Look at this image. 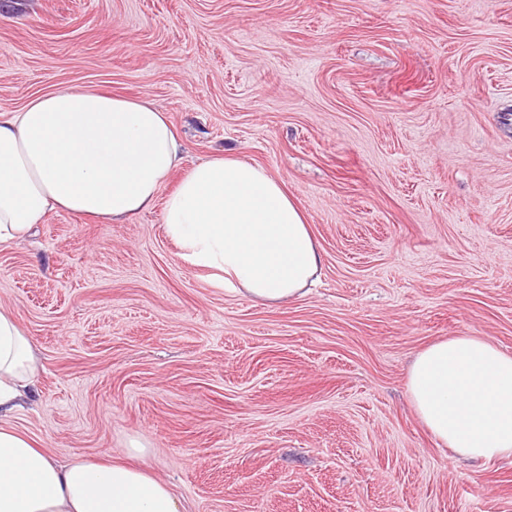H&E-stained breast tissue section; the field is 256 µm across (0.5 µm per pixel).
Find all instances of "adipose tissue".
<instances>
[{"label": "adipose tissue", "mask_w": 512, "mask_h": 512, "mask_svg": "<svg viewBox=\"0 0 512 512\" xmlns=\"http://www.w3.org/2000/svg\"><path fill=\"white\" fill-rule=\"evenodd\" d=\"M177 170L178 185L159 199ZM158 203L183 260L252 300L282 304L318 278L319 247L284 182L235 154L184 166L176 128L152 102L68 87L0 111V244L25 239L53 211L116 222ZM38 366L0 307V512H181L147 467L149 449L62 465L6 424ZM406 388L438 445L475 462L512 458V354L480 336L441 339L416 356Z\"/></svg>", "instance_id": "obj_1"}]
</instances>
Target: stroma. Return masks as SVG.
Masks as SVG:
<instances>
[{"mask_svg":"<svg viewBox=\"0 0 512 512\" xmlns=\"http://www.w3.org/2000/svg\"><path fill=\"white\" fill-rule=\"evenodd\" d=\"M77 86L264 166L323 265L268 305L162 205L48 213L0 245L40 361L9 424L61 462L141 442L183 512H512V461L453 459L405 390L438 339L512 353V0H0V111Z\"/></svg>","mask_w":512,"mask_h":512,"instance_id":"obj_1","label":"stroma"}]
</instances>
